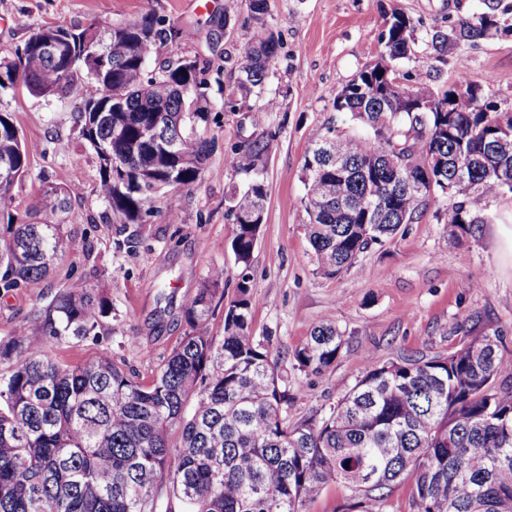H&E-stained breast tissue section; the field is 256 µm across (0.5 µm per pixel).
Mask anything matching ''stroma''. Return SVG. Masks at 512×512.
<instances>
[{
	"label": "stroma",
	"instance_id": "obj_1",
	"mask_svg": "<svg viewBox=\"0 0 512 512\" xmlns=\"http://www.w3.org/2000/svg\"><path fill=\"white\" fill-rule=\"evenodd\" d=\"M269 25L282 48L262 93L242 98L239 64L255 33L249 0H0V58L17 59L36 29L133 21L148 12L165 26L191 30L147 59L148 69L179 57L197 60L210 82L212 110L200 134L215 140L201 178L171 188L147 205L141 223L121 226L96 192L99 163L81 139L77 117L82 87L40 97L25 87L0 89V113L9 114L31 146L30 169L15 189L13 210L33 212L51 186L74 188L66 218L72 246L40 280L0 294V339L31 324L65 289L95 287L108 297L112 315L100 336L53 344L55 360L72 363L105 351L141 384L155 371L185 329L183 306L213 266H223L224 297L232 299L248 275L259 301L252 328L270 337V355L287 368L292 400L288 418L327 412L364 372L361 355L385 362L402 356L431 358L460 348L472 337L498 334L512 353V195L472 193L465 202L477 217L470 234L451 238L440 217L449 200L433 195L422 214L402 225L384 245L359 257L361 273L327 278L317 273L304 234L308 216L304 157L328 124L353 125L333 109L336 94L382 49L392 12L415 24L414 55L396 74L402 84L447 89L453 77L483 85L500 110H512V0H269ZM494 11L498 29L473 43H449L435 52L434 31H450L459 19ZM268 99L276 111L263 126L252 112ZM264 137L268 197L265 222L249 267L235 262L236 222L227 198L242 178L224 164L239 142ZM178 223H171L170 214ZM336 326L344 348L325 372L293 370L292 352L319 324Z\"/></svg>",
	"mask_w": 512,
	"mask_h": 512
}]
</instances>
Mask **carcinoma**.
Instances as JSON below:
<instances>
[{
  "label": "carcinoma",
  "mask_w": 512,
  "mask_h": 512,
  "mask_svg": "<svg viewBox=\"0 0 512 512\" xmlns=\"http://www.w3.org/2000/svg\"><path fill=\"white\" fill-rule=\"evenodd\" d=\"M258 26L244 50L238 89L259 95L280 42L267 26V0H250ZM415 25L393 12L381 36L389 62L408 59ZM498 28L495 13L461 20L454 42H475ZM154 13L107 28L43 27L15 61L0 60V88L22 82L37 96L65 92L82 79L79 133L99 160L98 195L126 224H139L165 188L189 187L204 171L213 142L194 126L208 121L211 102L197 61L177 59L146 69L157 44L186 41ZM58 51L46 56V40ZM112 54H107V46ZM105 57L102 77L80 58ZM383 79L365 68L336 95L333 108L366 131L350 136L329 127L308 147L304 170L305 235L316 271L327 278L358 271V257L410 224L441 193L450 199L442 221L451 235L470 232L464 208L473 191L512 193V153L491 154L511 112H491L484 94L455 79V88L402 94L434 104L430 112H389L377 93L360 85ZM263 141L245 140L225 164L245 187L228 198L236 229L231 249L248 267L264 224L267 185ZM347 168L336 171V158ZM120 160L119 166L113 161ZM469 163L456 175V162ZM30 147L9 115L0 113V293L49 273L69 252L58 214L69 189L50 187L30 222L12 213L13 191L29 169ZM378 180L364 175L371 162ZM384 207L376 224L371 202ZM224 266L213 267L183 309L187 326L144 386L109 354L63 364L51 343L97 335L112 315L95 288L56 295L33 324L0 339V512H156L171 493L186 512H306L322 487L344 483L354 493L346 512H385L384 490L413 480L412 512H512V355L497 337H473L445 356L402 357L383 363L362 357L364 373L321 417L288 421V371L270 359L256 338L254 285L246 275L224 308V336L206 330L213 304L224 300ZM343 348L336 327L319 325L292 353L293 369L318 374Z\"/></svg>",
  "instance_id": "carcinoma-1"
}]
</instances>
